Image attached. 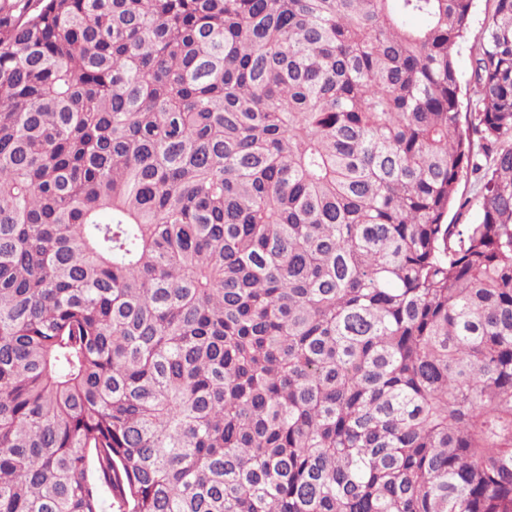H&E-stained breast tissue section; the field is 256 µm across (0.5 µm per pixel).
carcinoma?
<instances>
[{
    "label": "carcinoma",
    "instance_id": "cac0c4a2",
    "mask_svg": "<svg viewBox=\"0 0 512 512\" xmlns=\"http://www.w3.org/2000/svg\"><path fill=\"white\" fill-rule=\"evenodd\" d=\"M473 2L0 7V512H512V0L463 127ZM479 174L470 169L464 170L459 184L454 207L448 211L447 224H470L478 219V202L480 182Z\"/></svg>",
    "mask_w": 512,
    "mask_h": 512
}]
</instances>
